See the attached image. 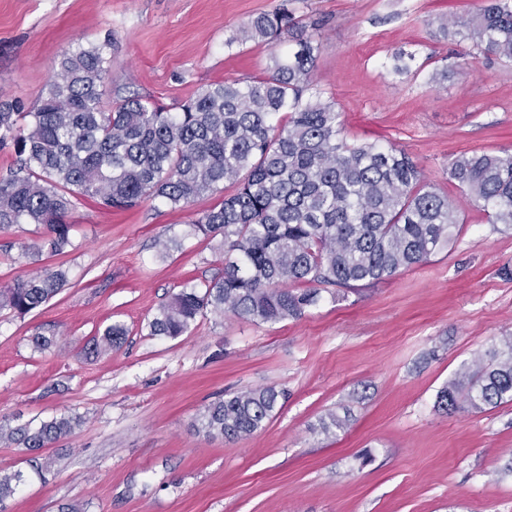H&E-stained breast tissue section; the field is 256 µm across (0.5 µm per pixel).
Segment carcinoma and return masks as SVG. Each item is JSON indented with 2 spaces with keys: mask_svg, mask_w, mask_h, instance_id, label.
Returning <instances> with one entry per match:
<instances>
[{
  "mask_svg": "<svg viewBox=\"0 0 512 512\" xmlns=\"http://www.w3.org/2000/svg\"><path fill=\"white\" fill-rule=\"evenodd\" d=\"M457 34L487 54L512 60V0H492L456 22ZM288 34L293 50L271 71L246 81H216L179 112L127 99L103 109L110 67L101 46L61 55L48 95L35 112L0 103V148L15 159L0 177V233L17 224L43 227L24 254L70 251L67 221L77 197L127 210L146 197L186 207L227 183L234 192L192 221L220 238L224 273L203 286L185 284L147 323L148 335L176 338L207 312L275 323L316 305L320 287L379 282L422 265L453 240L460 223L448 196L429 188L402 150L375 142L348 145L332 103L304 97L313 89L314 47L284 3L250 19L225 41H268ZM449 178L495 224L512 230V152L455 157ZM67 282L61 267L44 268L0 288V310L25 314ZM128 329L107 325L93 340L99 354L121 346ZM283 391H238L204 407L198 430L229 442L262 429L282 407ZM512 401V335L436 396L452 414ZM69 415L0 425V442L28 450L70 436ZM24 481L0 475V505Z\"/></svg>",
  "mask_w": 512,
  "mask_h": 512,
  "instance_id": "cac0c4a2",
  "label": "carcinoma"
}]
</instances>
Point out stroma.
<instances>
[{
  "mask_svg": "<svg viewBox=\"0 0 512 512\" xmlns=\"http://www.w3.org/2000/svg\"><path fill=\"white\" fill-rule=\"evenodd\" d=\"M288 4L316 48L314 89L348 144L407 153L462 222L424 265L352 289L330 287L297 319L198 317L175 339L146 323L184 282L224 260L190 224L215 203L147 199L115 213L79 199L74 248L31 264L33 224L0 233V287L66 269L25 315L0 310V424L61 414L81 426L51 447L0 444V472L24 482L5 512H512V402L438 411V391L512 334V231L448 178L471 151L512 152V61L444 35L478 0H0V100L40 107L62 53L104 46L105 108L138 98L176 112L209 84L267 73L289 41H225ZM410 54L395 72V56ZM447 78H440V70ZM171 240L167 254L158 242ZM128 336L89 353L112 322ZM53 338L35 349L32 339ZM273 386L288 398L265 426L228 442L197 430L206 405ZM343 428L325 434L328 413Z\"/></svg>",
  "mask_w": 512,
  "mask_h": 512,
  "instance_id": "35a3bbf8",
  "label": "stroma"
}]
</instances>
